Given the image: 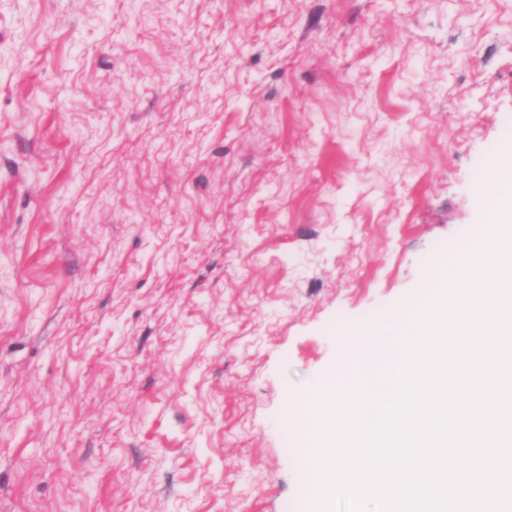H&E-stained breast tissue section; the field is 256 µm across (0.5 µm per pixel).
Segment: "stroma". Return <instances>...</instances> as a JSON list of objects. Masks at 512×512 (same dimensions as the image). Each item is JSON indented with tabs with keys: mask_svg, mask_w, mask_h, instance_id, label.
Returning <instances> with one entry per match:
<instances>
[{
	"mask_svg": "<svg viewBox=\"0 0 512 512\" xmlns=\"http://www.w3.org/2000/svg\"><path fill=\"white\" fill-rule=\"evenodd\" d=\"M511 134L512 0H0V512H308Z\"/></svg>",
	"mask_w": 512,
	"mask_h": 512,
	"instance_id": "35a3bbf8",
	"label": "stroma"
}]
</instances>
